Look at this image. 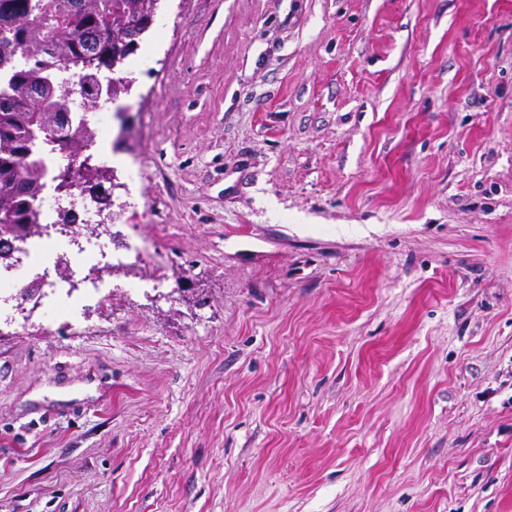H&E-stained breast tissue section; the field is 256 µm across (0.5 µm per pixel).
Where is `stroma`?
Masks as SVG:
<instances>
[{
    "label": "stroma",
    "mask_w": 512,
    "mask_h": 512,
    "mask_svg": "<svg viewBox=\"0 0 512 512\" xmlns=\"http://www.w3.org/2000/svg\"><path fill=\"white\" fill-rule=\"evenodd\" d=\"M113 120L158 289L0 307V512H512V0H162Z\"/></svg>",
    "instance_id": "obj_1"
}]
</instances>
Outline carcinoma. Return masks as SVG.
Wrapping results in <instances>:
<instances>
[{
    "instance_id": "cac0c4a2",
    "label": "carcinoma",
    "mask_w": 512,
    "mask_h": 512,
    "mask_svg": "<svg viewBox=\"0 0 512 512\" xmlns=\"http://www.w3.org/2000/svg\"><path fill=\"white\" fill-rule=\"evenodd\" d=\"M157 0H0V44L11 52L0 53V65L13 54L26 55L25 63L10 70L0 89V194L18 183H30L35 171L29 159L41 158L45 140L32 131L49 123L60 112L70 113L71 132L83 133L86 123L74 112L73 90L59 83L55 68L74 60L93 64L80 95L85 108L98 96L101 69L121 68L134 52L138 39L126 28L133 11H153ZM40 220L26 199L17 201L15 223Z\"/></svg>"
}]
</instances>
